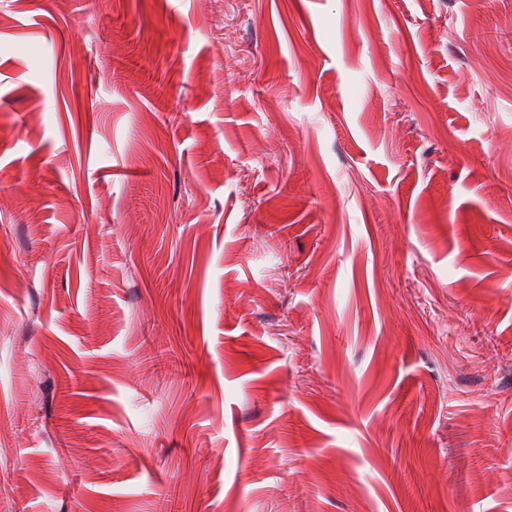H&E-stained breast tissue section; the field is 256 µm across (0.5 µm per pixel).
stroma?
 Here are the masks:
<instances>
[{"instance_id":"1","label":"stroma","mask_w":512,"mask_h":512,"mask_svg":"<svg viewBox=\"0 0 512 512\" xmlns=\"http://www.w3.org/2000/svg\"><path fill=\"white\" fill-rule=\"evenodd\" d=\"M512 0H0V512H512Z\"/></svg>"}]
</instances>
